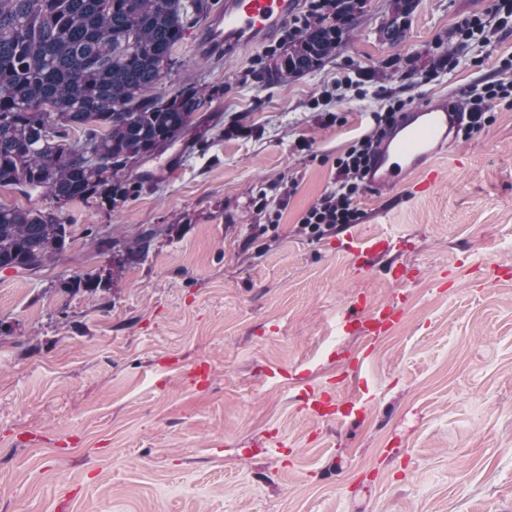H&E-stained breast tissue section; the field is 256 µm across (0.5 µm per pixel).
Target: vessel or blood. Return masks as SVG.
<instances>
[{
	"mask_svg": "<svg viewBox=\"0 0 512 512\" xmlns=\"http://www.w3.org/2000/svg\"><path fill=\"white\" fill-rule=\"evenodd\" d=\"M299 8L300 0H221L197 43V51L220 55L240 47L265 45ZM460 117V111L451 108L444 97L404 112L379 148L378 157L369 173L371 184L378 188H392L424 169L442 149L452 143ZM395 246V240L389 236H352L347 241L346 250L357 270L368 274L378 260L391 253ZM401 314L399 300L374 303L361 294L338 327L343 333L374 340L386 335L399 321ZM310 405L323 414L345 420L363 415L369 402L356 396L335 398L322 392L311 396Z\"/></svg>",
	"mask_w": 512,
	"mask_h": 512,
	"instance_id": "b4317fda",
	"label": "vessel or blood"
}]
</instances>
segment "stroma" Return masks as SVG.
Masks as SVG:
<instances>
[{"instance_id":"35a3bbf8","label":"stroma","mask_w":512,"mask_h":512,"mask_svg":"<svg viewBox=\"0 0 512 512\" xmlns=\"http://www.w3.org/2000/svg\"><path fill=\"white\" fill-rule=\"evenodd\" d=\"M494 3L418 0L392 46L388 0H367L336 56L275 82L267 46L199 56L191 29L165 82L204 90L193 125L144 162L138 193L63 207L60 260L0 271V512H512V106L439 154L427 191L416 173L359 198L351 233L404 236L409 281L382 261L357 276L338 234L298 228L388 96L454 102L512 59V26H491L475 64L448 65ZM346 75L360 90L340 98ZM259 194L288 201L265 233ZM96 227L158 235L119 266L91 246ZM88 275L111 288L65 290ZM360 294L405 299L371 343L337 325ZM354 362L345 394L369 389L372 408L308 415L304 390Z\"/></svg>"}]
</instances>
